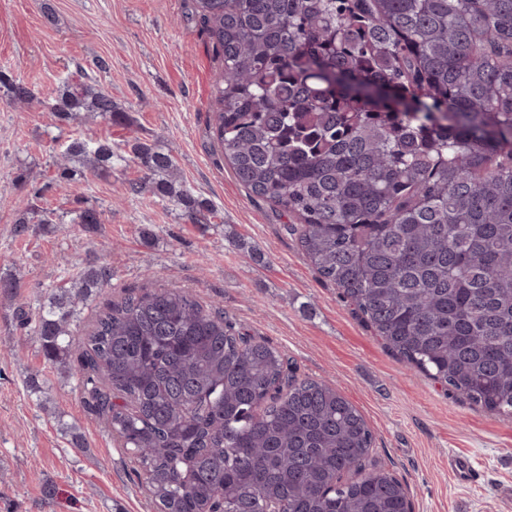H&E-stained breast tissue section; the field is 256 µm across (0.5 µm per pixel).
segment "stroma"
<instances>
[{
	"label": "stroma",
	"instance_id": "stroma-1",
	"mask_svg": "<svg viewBox=\"0 0 512 512\" xmlns=\"http://www.w3.org/2000/svg\"><path fill=\"white\" fill-rule=\"evenodd\" d=\"M193 0H0V73L32 86L16 111L0 88V279L18 278L16 300L0 297V512H154L119 444L84 408L77 378L60 374L16 307L47 302L70 278L106 267L75 319L84 335L102 303L133 289L188 288L284 351L301 374L333 381L364 415L375 457L407 485L413 512H512V419L448 396L411 369L322 280L288 235L286 217L251 199L225 164L211 130L221 67ZM106 69L94 70L96 60ZM129 113L124 129L103 119L64 122L52 106L76 65ZM156 141L177 159L185 184L210 201L196 224L150 194H131L136 164L58 185L55 160L72 137ZM29 182H22V174ZM96 209L97 229L72 223ZM66 226L15 222L33 210ZM19 343L22 358L7 344ZM83 447H73L72 434ZM470 457L481 483L460 486L448 456Z\"/></svg>",
	"mask_w": 512,
	"mask_h": 512
}]
</instances>
